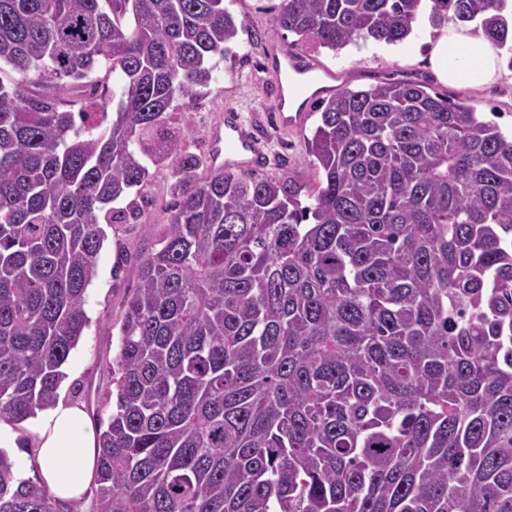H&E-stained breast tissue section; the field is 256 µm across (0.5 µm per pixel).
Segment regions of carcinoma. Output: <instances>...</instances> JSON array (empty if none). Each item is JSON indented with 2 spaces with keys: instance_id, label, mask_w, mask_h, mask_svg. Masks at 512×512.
I'll use <instances>...</instances> for the list:
<instances>
[{
  "instance_id": "1",
  "label": "carcinoma",
  "mask_w": 512,
  "mask_h": 512,
  "mask_svg": "<svg viewBox=\"0 0 512 512\" xmlns=\"http://www.w3.org/2000/svg\"><path fill=\"white\" fill-rule=\"evenodd\" d=\"M422 0H280L273 31L403 42ZM509 53L507 0H430ZM224 0H0V419L57 399L100 220L158 174L99 434L96 512H512V135L395 81L318 99V179L202 177L171 122ZM112 77V95L101 91ZM82 102L75 114L62 109ZM0 512H57L0 450Z\"/></svg>"
}]
</instances>
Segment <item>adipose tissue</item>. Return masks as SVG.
Returning <instances> with one entry per match:
<instances>
[{"instance_id":"obj_1","label":"adipose tissue","mask_w":512,"mask_h":512,"mask_svg":"<svg viewBox=\"0 0 512 512\" xmlns=\"http://www.w3.org/2000/svg\"><path fill=\"white\" fill-rule=\"evenodd\" d=\"M427 62L450 84L480 86L500 76L494 44L461 25L432 42ZM0 447L32 449L43 486L61 501L84 500L96 478L98 433L77 403L57 400L22 425L0 420Z\"/></svg>"}]
</instances>
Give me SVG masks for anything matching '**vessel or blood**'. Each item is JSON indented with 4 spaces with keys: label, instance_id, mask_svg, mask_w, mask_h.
Segmentation results:
<instances>
[{
    "label": "vessel or blood",
    "instance_id": "vessel-or-blood-1",
    "mask_svg": "<svg viewBox=\"0 0 512 512\" xmlns=\"http://www.w3.org/2000/svg\"><path fill=\"white\" fill-rule=\"evenodd\" d=\"M271 66L278 81L288 88L285 96L279 97L277 118L284 127L298 126L306 117L303 110L311 97L314 77L292 79L290 72L294 61L290 55L273 57ZM209 157L212 163L221 165L228 171L259 168L265 161L262 146L250 135L240 113L228 112L224 115L223 131L215 132L210 142Z\"/></svg>",
    "mask_w": 512,
    "mask_h": 512
}]
</instances>
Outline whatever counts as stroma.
<instances>
[{
	"mask_svg": "<svg viewBox=\"0 0 512 512\" xmlns=\"http://www.w3.org/2000/svg\"><path fill=\"white\" fill-rule=\"evenodd\" d=\"M279 0H224V5L244 23L232 57L224 60L216 79L201 89L192 104L176 107L173 120L189 136V149L207 157L209 141L224 110L241 112L254 134L265 141L268 163L264 175L310 185L317 170L307 157L303 136L316 126L318 113L309 109L297 128L277 127L273 107L279 93L275 76L267 68L274 49L284 48L319 70L331 74L334 88L368 89L379 83L405 80L426 81L439 94L467 99L482 114L493 115L503 131H512V68L502 67L494 83L472 86L449 84L438 78L427 63V42L438 29L421 20L402 43L374 42L351 45L340 52L308 49L297 45L294 34L272 30V19ZM172 178L155 176L136 199L144 214L139 223L118 222L104 225L105 240L98 254L95 274L87 290L85 311L88 324L64 365L73 377L67 396L81 404L94 426H106L112 412L107 395L112 378L107 365L117 353L118 322L127 300L136 288L134 270L140 256L158 246L169 209L174 202Z\"/></svg>",
	"mask_w": 512,
	"mask_h": 512,
	"instance_id": "1",
	"label": "stroma"
}]
</instances>
